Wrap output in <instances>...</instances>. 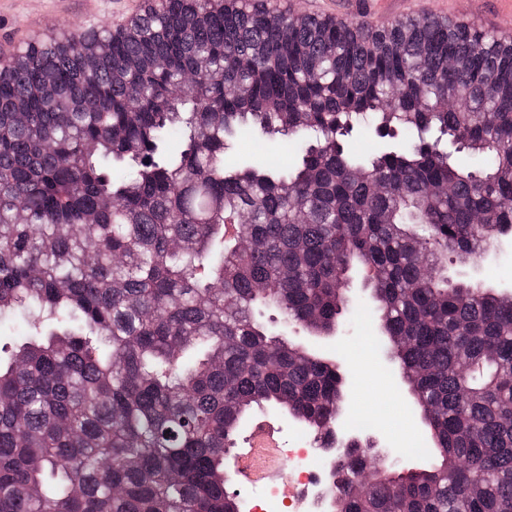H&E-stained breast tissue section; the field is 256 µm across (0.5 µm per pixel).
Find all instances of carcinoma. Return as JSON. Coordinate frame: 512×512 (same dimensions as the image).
Returning <instances> with one entry per match:
<instances>
[{
  "label": "carcinoma",
  "mask_w": 512,
  "mask_h": 512,
  "mask_svg": "<svg viewBox=\"0 0 512 512\" xmlns=\"http://www.w3.org/2000/svg\"><path fill=\"white\" fill-rule=\"evenodd\" d=\"M361 126L399 145L355 153ZM247 131L299 162L224 166ZM510 228L512 41L478 27L164 0L30 43L0 62V318L31 336L0 358V512H236L264 407L335 447L344 373L288 330L339 331L353 273L432 452L352 438L325 512H512V295L447 269Z\"/></svg>",
  "instance_id": "cac0c4a2"
}]
</instances>
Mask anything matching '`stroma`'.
<instances>
[{"label":"stroma","instance_id":"obj_1","mask_svg":"<svg viewBox=\"0 0 512 512\" xmlns=\"http://www.w3.org/2000/svg\"><path fill=\"white\" fill-rule=\"evenodd\" d=\"M142 0H0V56L10 54L25 43L61 31L96 30L109 25L124 26L138 14ZM296 15H329L353 22L363 21L368 10H375L377 23L438 11L437 0H379L367 6L365 0H290ZM447 18L482 26L497 35L512 34V0H447ZM248 159H260L271 166L296 161L293 144L269 141L257 134L236 139L225 154L226 166ZM350 294L359 303L349 312L348 331L323 339L302 336L303 344L316 347L348 372L351 383L344 410L346 434L374 437L379 446L401 453L406 464L422 462L410 453L409 445L421 440L430 448L421 413L403 384L395 364L383 358V341L377 326L375 305L368 300L360 276H353ZM370 418L363 429L360 419Z\"/></svg>","mask_w":512,"mask_h":512}]
</instances>
